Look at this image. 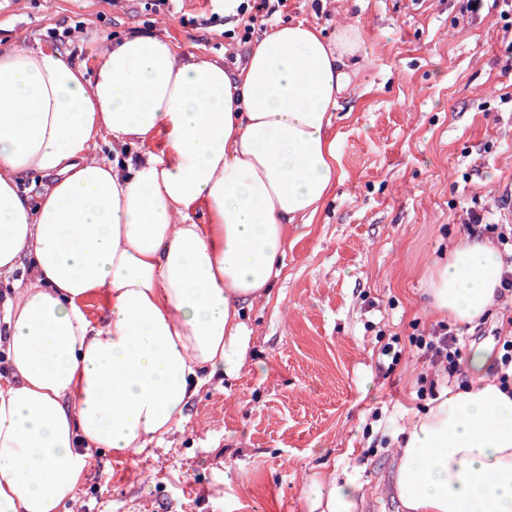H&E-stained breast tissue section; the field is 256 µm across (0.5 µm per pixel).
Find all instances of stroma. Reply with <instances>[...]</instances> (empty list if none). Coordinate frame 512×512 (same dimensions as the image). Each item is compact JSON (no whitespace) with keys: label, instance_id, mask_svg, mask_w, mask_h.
I'll return each instance as SVG.
<instances>
[{"label":"stroma","instance_id":"obj_1","mask_svg":"<svg viewBox=\"0 0 512 512\" xmlns=\"http://www.w3.org/2000/svg\"><path fill=\"white\" fill-rule=\"evenodd\" d=\"M0 0V47L21 35L95 66L133 32L228 65L247 43L220 0ZM287 0L271 24L333 35L355 22L367 54L332 117L340 182L288 231L268 302L249 313L253 355L204 386L167 443L115 459L91 451L77 512H308L313 474L361 484L355 512H402L386 494L395 442L438 366L417 348L440 331L495 350L512 292L478 324L430 314L425 271L467 236L468 209L501 219L512 185V18L492 0ZM73 28L58 41L52 31ZM398 362L383 356L386 345Z\"/></svg>","mask_w":512,"mask_h":512}]
</instances>
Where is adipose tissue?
<instances>
[{
    "label": "adipose tissue",
    "mask_w": 512,
    "mask_h": 512,
    "mask_svg": "<svg viewBox=\"0 0 512 512\" xmlns=\"http://www.w3.org/2000/svg\"><path fill=\"white\" fill-rule=\"evenodd\" d=\"M365 54L351 22L276 26L235 70L149 34L91 70L23 36L0 47V512H74L92 450L162 445L202 386L239 376L290 225L339 181L332 113ZM503 273L491 240L464 238L429 267L427 305L477 323ZM492 365L471 350L475 383L411 415L403 512H512V395ZM361 491L304 488L309 512H353Z\"/></svg>",
    "instance_id": "obj_1"
}]
</instances>
